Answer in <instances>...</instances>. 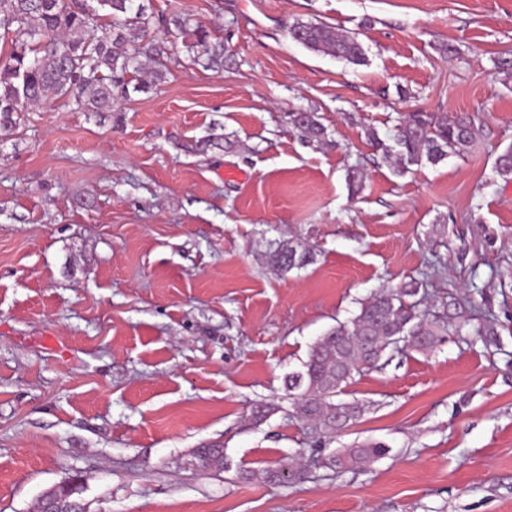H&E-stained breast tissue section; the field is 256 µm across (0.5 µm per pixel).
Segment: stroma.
<instances>
[{"mask_svg":"<svg viewBox=\"0 0 512 512\" xmlns=\"http://www.w3.org/2000/svg\"><path fill=\"white\" fill-rule=\"evenodd\" d=\"M142 2L189 21L164 82L0 129V512L71 478L88 512H512V179L495 171L512 86L494 68L512 0ZM298 19L357 36L364 64L293 42ZM207 50L220 65L197 64ZM300 109L323 144L290 128ZM416 109L470 115L476 135L399 174L366 132L391 140ZM288 239L313 263L273 268ZM412 279L425 307L491 321L496 344L452 332L404 350L350 384L368 408L348 430L302 422L288 377L312 344ZM364 441L389 452L324 468ZM208 443L224 471L193 467ZM291 456L306 479L261 478ZM288 123L306 143L321 144L326 140L327 129L318 120L317 113L305 110L289 112Z\"/></svg>","mask_w":512,"mask_h":512,"instance_id":"obj_1","label":"stroma"}]
</instances>
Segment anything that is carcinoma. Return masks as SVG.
<instances>
[{
	"label": "carcinoma",
	"mask_w": 512,
	"mask_h": 512,
	"mask_svg": "<svg viewBox=\"0 0 512 512\" xmlns=\"http://www.w3.org/2000/svg\"><path fill=\"white\" fill-rule=\"evenodd\" d=\"M105 18L111 19L112 31L95 35ZM171 23L184 31L189 20L149 16L143 8H133V0H0V29L13 34L6 59L0 58V127L17 125L14 115L55 97L67 96L85 112H110L116 102L130 98V92L164 81L169 48L163 41L145 39V33ZM287 33L312 52L350 64L364 60L356 37L325 23L297 20ZM495 75L504 84L512 82V50L497 57ZM288 123L306 143L326 140L327 129L315 112H290ZM474 136L469 117L450 120L421 111L406 113L391 145L367 132L373 149L394 161L398 173L423 159L437 164L461 154ZM312 261L313 252L300 242H279L269 252L270 264L280 271L303 268ZM422 288L423 283L412 281L362 299L354 318L337 323L312 346L305 371L298 373L301 386L288 378V390L297 392L303 421L323 433L356 422L365 412L364 404L336 399L355 376L377 368L399 342L411 340L413 350L424 352L442 341L449 325L461 332L468 322L464 313H452L446 304L433 312L420 308ZM388 452L381 443H366L328 458L324 467L333 471L360 467ZM192 457L200 471L224 470L220 444L197 448ZM305 477L292 457L263 473L268 482Z\"/></svg>",
	"instance_id": "1"
}]
</instances>
